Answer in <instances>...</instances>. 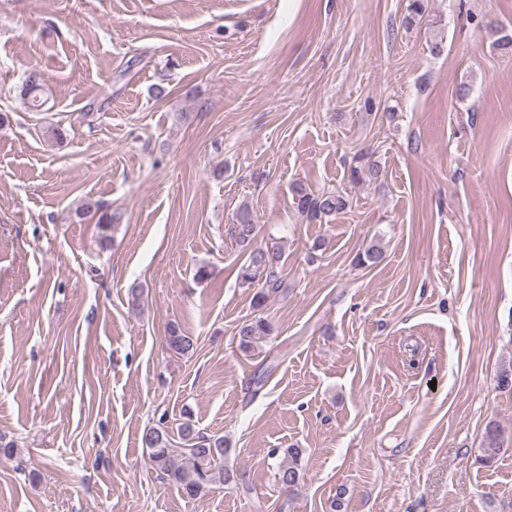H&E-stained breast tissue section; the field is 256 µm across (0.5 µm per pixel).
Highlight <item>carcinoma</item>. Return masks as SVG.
Segmentation results:
<instances>
[{
	"label": "carcinoma",
	"mask_w": 512,
	"mask_h": 512,
	"mask_svg": "<svg viewBox=\"0 0 512 512\" xmlns=\"http://www.w3.org/2000/svg\"><path fill=\"white\" fill-rule=\"evenodd\" d=\"M24 95L29 98L31 108L41 109L44 101V79L37 70L28 71L24 84ZM294 200L297 209L309 219L320 221L346 211L350 207L349 197L339 191L313 192L302 185L294 187ZM255 218L252 210L243 206L237 214L235 236L238 245L247 253V259L239 268L240 278L249 283L261 284V289L254 296V305L263 306L266 290L280 286L282 255L278 247L255 246ZM383 259V250L377 244L369 245L359 254L358 262L362 266L378 265ZM274 332L273 325L265 318L249 319L237 329L238 347L249 352ZM167 347L177 353L186 354L193 350L194 340L185 335L176 325L168 328ZM180 435L184 447H176L165 426L151 428L144 436L145 444L150 449V462L157 471L176 483L188 496L195 497L206 490L207 485L220 478L227 481L229 476L221 468L227 446L222 436H205L195 431L194 425L187 421L180 426ZM505 451L502 429L495 423L486 427L485 443L480 449L481 461L490 464ZM301 450L288 448L285 458L278 468L279 482L294 487L303 478L299 464Z\"/></svg>",
	"instance_id": "carcinoma-1"
}]
</instances>
